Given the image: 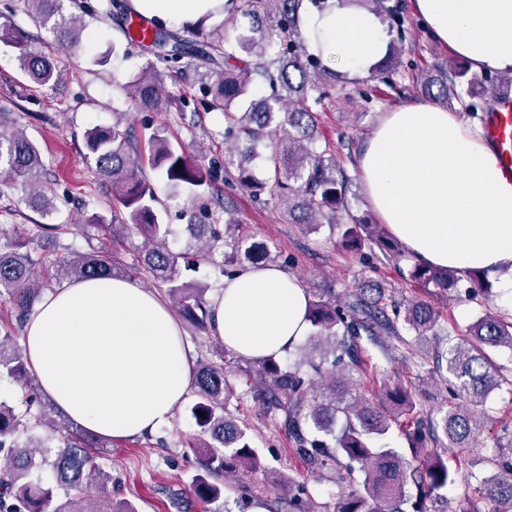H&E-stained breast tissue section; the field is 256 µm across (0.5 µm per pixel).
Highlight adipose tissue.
<instances>
[{"label":"adipose tissue","mask_w":512,"mask_h":512,"mask_svg":"<svg viewBox=\"0 0 512 512\" xmlns=\"http://www.w3.org/2000/svg\"><path fill=\"white\" fill-rule=\"evenodd\" d=\"M227 0H130L153 17L221 16ZM435 39L473 66L512 72V0H413ZM309 53L361 76L389 44L378 13L305 14ZM369 207L422 265L504 276L512 291V180L479 127L426 103L381 113L355 161ZM310 297L275 266L246 267L210 297V334L241 358L284 356L307 335ZM28 368L69 421L105 438L167 427L195 373L167 303L129 278L70 280L42 294L24 326Z\"/></svg>","instance_id":"obj_1"}]
</instances>
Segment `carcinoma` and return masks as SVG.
<instances>
[{
	"label": "carcinoma",
	"instance_id": "cac0c4a2",
	"mask_svg": "<svg viewBox=\"0 0 512 512\" xmlns=\"http://www.w3.org/2000/svg\"><path fill=\"white\" fill-rule=\"evenodd\" d=\"M24 2L35 26L54 41L70 48L81 43L80 18L65 15L64 0ZM302 2L245 0L252 26L233 43L224 40L222 27L185 35L138 15L142 21L140 38H134L127 30V44L136 46L152 36L149 48L153 59L125 84L127 98L137 109H162L169 100L167 71L188 61L196 82L209 97V108L224 112V174L228 180L248 190L256 200L280 210L290 224L314 226L327 222L339 226L341 245L348 250L376 248L386 257L398 254L401 244L382 225L350 213L346 204L347 180L336 168V160L326 157L327 150L319 149L315 143V117L308 101L321 103L326 80L336 78V74L321 71L317 58L306 53L299 29ZM268 22L275 23L283 34L279 41L261 35ZM0 44L19 51L20 70L32 84L45 87L57 80L52 61L32 47L25 31L1 25ZM487 82L488 78L471 75L467 68L455 69L450 78L441 80L439 96L448 97L459 83L471 87ZM263 86L269 87L271 94L250 99ZM295 100L300 108L284 110V102ZM84 141L96 174L112 185L111 219L94 214L88 223L96 225L108 238L119 232L141 236L145 248L136 258V266L147 270L166 288L179 314L193 327L208 326L206 287L180 280V266L195 271L202 264L214 263V247L221 239L224 254L219 269L224 274H231L244 262L268 266L274 261L267 245L247 243L238 221L222 200L217 201V209L205 216L209 223L189 219L190 238L198 245L189 243L183 251L167 245L170 229L162 222L156 190L138 174V168L149 163L169 184L196 200L205 197L211 188L203 152L191 156L159 134L149 137L145 152L132 142L129 132L116 125L93 127L85 132ZM260 144L269 150L266 163L273 170V175L264 181L256 180L251 172ZM43 167L39 147L15 128L8 112L1 111L0 186L10 188L22 183L31 192L26 202L48 216L57 211V206L55 195L43 181ZM221 218L225 226L222 238L211 224ZM80 230V224H34L22 235L0 234V295H8L21 316H26L46 287L34 276L38 266L58 269L76 280L120 276L109 250L52 258L48 253L35 256L29 249L30 241L36 237ZM409 278L424 288L446 290L456 284L454 270L420 263L412 266ZM308 315L310 340L316 342L338 336H375L401 318L421 344L436 335L438 326V315L427 304L409 303L403 310L396 307L389 311L379 299L371 303L359 299L345 306L332 298L320 299L309 303ZM489 348L512 350V322L490 313L469 325L463 338L448 344L447 349L438 343L432 348L437 365H445L462 400L449 407L439 420L403 387L390 390L384 401L375 405L359 398L345 399L336 384H347L349 379L333 376L314 389L311 402L305 406L308 387L299 370L293 371L272 357L259 363L258 372L266 386L267 404L284 409V426L296 440L298 456L314 466H323L336 461L340 454L348 460V471L361 472L359 487L338 497L336 512H402L400 505L406 501L408 477L419 478L429 496L455 484L457 470L437 457L420 471L395 449L376 446L374 441L392 425L404 422L414 425L410 451L415 459L425 447V426L434 435L437 428H442L450 448L469 447L480 432L483 411L479 407L506 381L487 352ZM4 375L24 387L35 383L12 336H0V376ZM195 388L191 414L209 442L204 473L194 477L192 490L197 500L214 502L224 494L220 477L229 472L252 471L259 467L260 460L245 430L228 413L230 393L224 366L199 362ZM38 427L47 428L46 433L34 434ZM53 442L57 443L54 452L48 450ZM108 443L109 439L89 436L67 422H53L44 410L31 420L1 400L0 512H137L124 500L108 501L102 507L95 498L94 491L105 489L111 480L96 463L98 449ZM493 464L499 472L486 481L483 495L492 505L491 512H512V458L497 457ZM44 470L51 473V481H42L40 473ZM281 487L288 497V512H310L305 486L287 476Z\"/></svg>",
	"mask_w": 512,
	"mask_h": 512
}]
</instances>
